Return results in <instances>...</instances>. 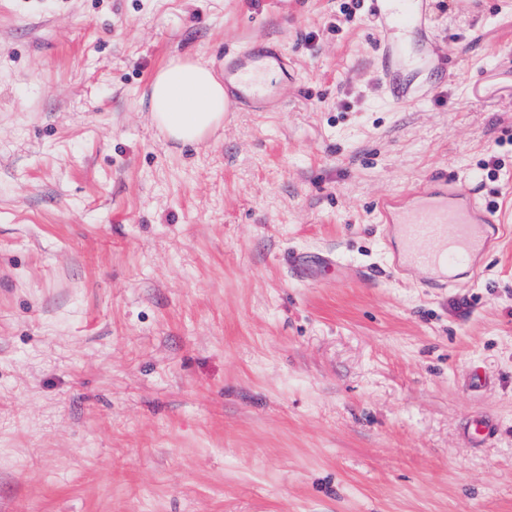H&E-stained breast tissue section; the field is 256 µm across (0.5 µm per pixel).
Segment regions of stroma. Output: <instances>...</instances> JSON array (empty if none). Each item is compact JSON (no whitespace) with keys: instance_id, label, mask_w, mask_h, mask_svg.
<instances>
[{"instance_id":"stroma-1","label":"stroma","mask_w":512,"mask_h":512,"mask_svg":"<svg viewBox=\"0 0 512 512\" xmlns=\"http://www.w3.org/2000/svg\"><path fill=\"white\" fill-rule=\"evenodd\" d=\"M343 2L0 0V512H512V234L429 288L373 211L445 172L512 226V8ZM266 38L283 105L153 125ZM425 0H372V12L383 25L392 22L404 28L422 26L426 19ZM281 74L288 81L287 56L271 40L225 49L224 85L206 63L172 58L150 84L152 120L176 142L200 143L222 127L224 106L226 112H266L280 105L274 77Z\"/></svg>"}]
</instances>
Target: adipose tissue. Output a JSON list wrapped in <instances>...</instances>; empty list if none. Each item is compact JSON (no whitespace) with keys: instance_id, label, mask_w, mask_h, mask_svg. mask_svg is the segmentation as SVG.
<instances>
[{"instance_id":"adipose-tissue-1","label":"adipose tissue","mask_w":512,"mask_h":512,"mask_svg":"<svg viewBox=\"0 0 512 512\" xmlns=\"http://www.w3.org/2000/svg\"><path fill=\"white\" fill-rule=\"evenodd\" d=\"M156 127L182 144H197L224 122V86L210 67L186 57L169 60L150 84Z\"/></svg>"}]
</instances>
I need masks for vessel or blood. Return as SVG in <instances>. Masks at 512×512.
<instances>
[{
  "instance_id": "obj_1",
  "label": "vessel or blood",
  "mask_w": 512,
  "mask_h": 512,
  "mask_svg": "<svg viewBox=\"0 0 512 512\" xmlns=\"http://www.w3.org/2000/svg\"><path fill=\"white\" fill-rule=\"evenodd\" d=\"M423 2L372 0V12L381 23L416 28L426 19ZM287 72V56L274 41L225 50L226 109L266 112L278 106L274 78ZM376 209L378 222L390 225L405 242L403 265L431 272L438 287L453 282L460 269L474 271L493 240L506 231L504 224L482 213L473 195L456 190L441 195L416 189L405 199L386 196Z\"/></svg>"
}]
</instances>
